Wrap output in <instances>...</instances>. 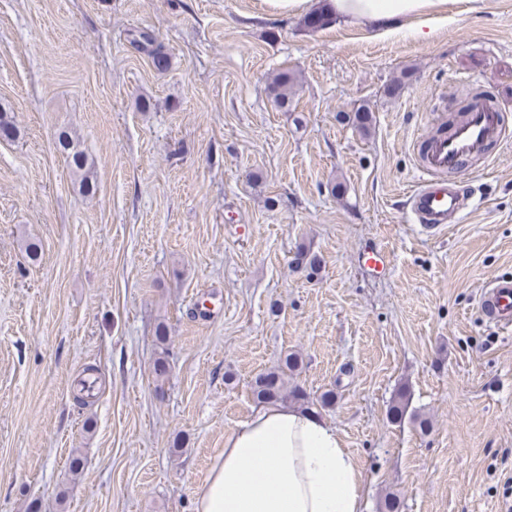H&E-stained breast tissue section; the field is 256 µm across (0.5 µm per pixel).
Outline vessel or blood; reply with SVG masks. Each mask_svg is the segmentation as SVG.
I'll return each mask as SVG.
<instances>
[{
  "label": "vessel or blood",
  "mask_w": 512,
  "mask_h": 512,
  "mask_svg": "<svg viewBox=\"0 0 512 512\" xmlns=\"http://www.w3.org/2000/svg\"><path fill=\"white\" fill-rule=\"evenodd\" d=\"M500 117L496 104L479 101L450 134L432 133L416 141L419 180L406 200L415 223L436 232L460 220L470 201L461 176L470 161L491 154L503 141ZM480 310L489 323L511 327L512 280L499 279L486 288Z\"/></svg>",
  "instance_id": "b4317fda"
}]
</instances>
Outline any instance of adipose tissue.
<instances>
[{"mask_svg": "<svg viewBox=\"0 0 512 512\" xmlns=\"http://www.w3.org/2000/svg\"><path fill=\"white\" fill-rule=\"evenodd\" d=\"M449 0H328L350 26L389 28L444 12ZM363 476L336 428L279 404L256 409L224 439L194 512H363Z\"/></svg>", "mask_w": 512, "mask_h": 512, "instance_id": "adipose-tissue-1", "label": "adipose tissue"}]
</instances>
